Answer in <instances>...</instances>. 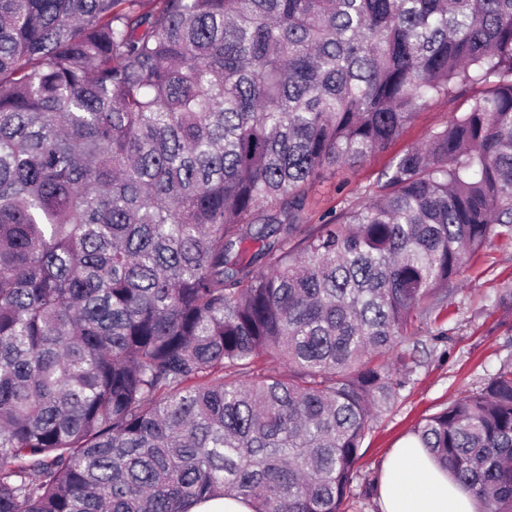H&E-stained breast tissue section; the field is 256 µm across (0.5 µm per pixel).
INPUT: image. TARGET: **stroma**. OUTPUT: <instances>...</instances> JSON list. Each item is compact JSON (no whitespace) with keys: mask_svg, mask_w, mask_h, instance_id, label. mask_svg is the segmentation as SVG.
<instances>
[{"mask_svg":"<svg viewBox=\"0 0 512 512\" xmlns=\"http://www.w3.org/2000/svg\"><path fill=\"white\" fill-rule=\"evenodd\" d=\"M444 97L428 100L386 149L324 176L310 191L305 221L326 216L372 196L392 158L423 144L451 117ZM512 289V237H494L468 257L459 282L443 306L419 313L408 329V381L393 409L365 439L345 512H379L376 483L392 448L411 437L417 424L452 401L479 389L498 368L512 363V306L497 305Z\"/></svg>","mask_w":512,"mask_h":512,"instance_id":"1","label":"stroma"}]
</instances>
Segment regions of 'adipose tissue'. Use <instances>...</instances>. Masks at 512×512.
I'll use <instances>...</instances> for the list:
<instances>
[{"instance_id":"ef3b65f1","label":"adipose tissue","mask_w":512,"mask_h":512,"mask_svg":"<svg viewBox=\"0 0 512 512\" xmlns=\"http://www.w3.org/2000/svg\"><path fill=\"white\" fill-rule=\"evenodd\" d=\"M380 512H477L473 492L416 439L393 449L378 481Z\"/></svg>"}]
</instances>
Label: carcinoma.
I'll return each mask as SVG.
<instances>
[{"instance_id": "cac0c4a2", "label": "carcinoma", "mask_w": 512, "mask_h": 512, "mask_svg": "<svg viewBox=\"0 0 512 512\" xmlns=\"http://www.w3.org/2000/svg\"><path fill=\"white\" fill-rule=\"evenodd\" d=\"M149 2L0 0V512H342L379 357L512 236V0ZM414 436L512 512V366ZM452 109L453 105L446 97L428 100L386 149L345 167L333 176L326 174L309 192L303 223L321 224L326 216L366 201L377 189L392 158L423 144L434 128L450 119ZM191 512H252L251 508L241 499L225 496L198 504Z\"/></svg>"}]
</instances>
